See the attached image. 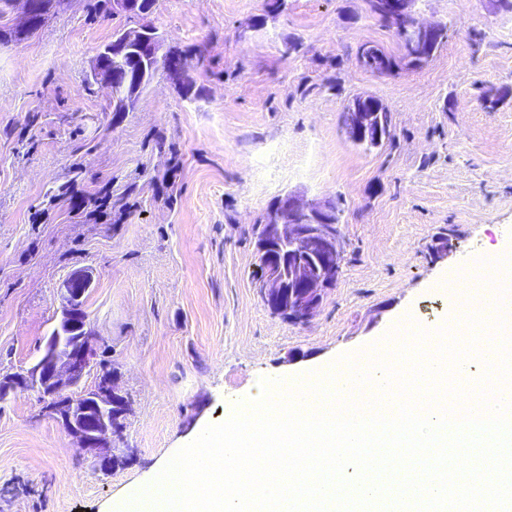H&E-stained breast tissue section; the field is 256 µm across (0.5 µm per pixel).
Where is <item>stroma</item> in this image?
Segmentation results:
<instances>
[{
    "mask_svg": "<svg viewBox=\"0 0 512 512\" xmlns=\"http://www.w3.org/2000/svg\"><path fill=\"white\" fill-rule=\"evenodd\" d=\"M93 2L0 42V374L37 362L61 288L90 272L87 327L130 401L122 445L136 457L101 472L19 393L0 403V512H115L258 379L358 355L406 317L440 322L437 281L512 249V11L419 0L444 45L375 74L360 46L400 47L366 0H285L260 27L263 0H157L150 21L201 95L160 71L117 112L91 61L140 21ZM363 94L392 117L371 150L342 129ZM290 192L336 203L344 250L303 325L271 315L254 278L253 226ZM443 233L455 247L431 259Z\"/></svg>",
    "mask_w": 512,
    "mask_h": 512,
    "instance_id": "35a3bbf8",
    "label": "stroma"
}]
</instances>
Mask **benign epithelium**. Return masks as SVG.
Listing matches in <instances>:
<instances>
[{"instance_id": "7a95c632", "label": "benign epithelium", "mask_w": 512, "mask_h": 512, "mask_svg": "<svg viewBox=\"0 0 512 512\" xmlns=\"http://www.w3.org/2000/svg\"><path fill=\"white\" fill-rule=\"evenodd\" d=\"M24 17L19 24L6 19L0 33L24 37L42 27L44 18L61 0H23ZM418 0H383L369 4L371 12L393 29L406 45L405 62L419 65L426 58L423 47L446 30L440 23H424L416 10ZM121 43L133 46L148 60H159L158 36L130 29ZM90 76L112 86V48L98 49ZM362 104L345 113L344 133L355 144H379L388 129L384 105L367 95ZM268 220L254 226L257 257L265 263L260 295L268 311L292 324H307L321 310L324 299L335 288L341 273L342 252L336 231L337 219L331 202L303 203L288 193L276 198L267 209ZM92 285L89 274L72 276L60 293L61 318L48 337L39 360L24 373L0 378V402L20 392L32 391L78 448L108 468L123 434L114 432L112 404L120 393L113 375L96 369V339L82 331L81 313ZM95 384L75 395L91 371Z\"/></svg>"}]
</instances>
